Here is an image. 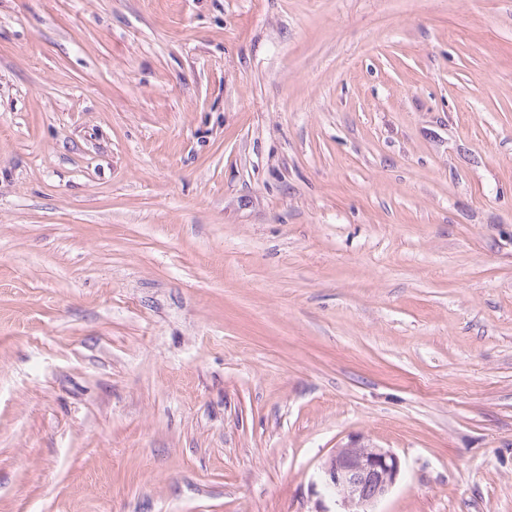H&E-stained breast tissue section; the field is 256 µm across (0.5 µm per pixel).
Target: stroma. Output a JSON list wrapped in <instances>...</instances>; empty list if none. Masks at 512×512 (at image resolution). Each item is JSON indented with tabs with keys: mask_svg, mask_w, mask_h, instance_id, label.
I'll return each mask as SVG.
<instances>
[{
	"mask_svg": "<svg viewBox=\"0 0 512 512\" xmlns=\"http://www.w3.org/2000/svg\"><path fill=\"white\" fill-rule=\"evenodd\" d=\"M512 512V0H0V512ZM400 472L395 453L357 440L336 448L319 479L341 506L336 512H377L373 508L391 492Z\"/></svg>",
	"mask_w": 512,
	"mask_h": 512,
	"instance_id": "obj_1",
	"label": "stroma"
}]
</instances>
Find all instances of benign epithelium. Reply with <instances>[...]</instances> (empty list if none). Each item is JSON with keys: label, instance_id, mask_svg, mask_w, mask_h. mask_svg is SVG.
Listing matches in <instances>:
<instances>
[{"label": "benign epithelium", "instance_id": "7a95c632", "mask_svg": "<svg viewBox=\"0 0 512 512\" xmlns=\"http://www.w3.org/2000/svg\"><path fill=\"white\" fill-rule=\"evenodd\" d=\"M400 472L401 462L395 453L357 440L336 448L322 466L319 479L341 506L340 512H374Z\"/></svg>", "mask_w": 512, "mask_h": 512}]
</instances>
